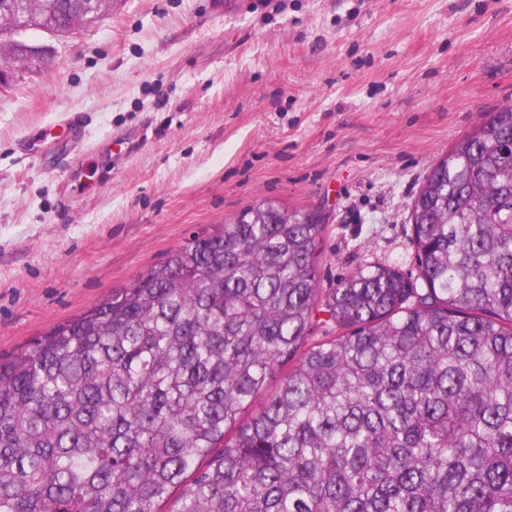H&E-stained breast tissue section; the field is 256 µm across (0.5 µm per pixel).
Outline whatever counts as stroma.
Returning a JSON list of instances; mask_svg holds the SVG:
<instances>
[{"mask_svg":"<svg viewBox=\"0 0 512 512\" xmlns=\"http://www.w3.org/2000/svg\"><path fill=\"white\" fill-rule=\"evenodd\" d=\"M0 86V356L271 198L321 287L417 276L433 164L512 101V0H112Z\"/></svg>","mask_w":512,"mask_h":512,"instance_id":"1","label":"stroma"}]
</instances>
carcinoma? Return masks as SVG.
<instances>
[{
  "mask_svg": "<svg viewBox=\"0 0 512 512\" xmlns=\"http://www.w3.org/2000/svg\"><path fill=\"white\" fill-rule=\"evenodd\" d=\"M409 221L424 287L322 288L318 214L263 199L1 360L0 512H512V104Z\"/></svg>",
  "mask_w": 512,
  "mask_h": 512,
  "instance_id": "obj_1",
  "label": "carcinoma"
}]
</instances>
